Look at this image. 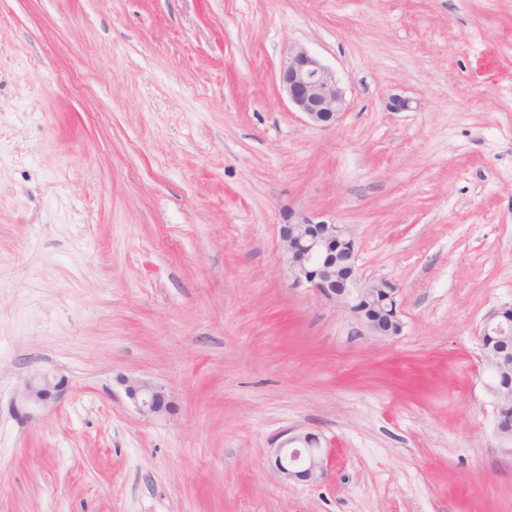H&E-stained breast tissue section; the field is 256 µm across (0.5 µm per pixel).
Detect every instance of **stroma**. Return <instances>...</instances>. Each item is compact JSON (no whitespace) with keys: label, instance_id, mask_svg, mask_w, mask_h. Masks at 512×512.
Masks as SVG:
<instances>
[{"label":"stroma","instance_id":"obj_1","mask_svg":"<svg viewBox=\"0 0 512 512\" xmlns=\"http://www.w3.org/2000/svg\"><path fill=\"white\" fill-rule=\"evenodd\" d=\"M294 44L336 125L281 90ZM292 211L352 229L399 335L291 288ZM510 304L512 0H0V512H512L478 340ZM306 432L328 474L292 482ZM279 82L289 103L316 125L336 124L347 108L335 73L301 46L288 48ZM60 382L48 373H35L27 379L20 391V400L23 404H45L54 395ZM122 381L127 395L142 414L154 415L169 411L170 404L162 387L136 378H124ZM294 445V446H290ZM328 456L312 433L289 436L278 448L274 459L276 469L288 480H317L327 474Z\"/></svg>","mask_w":512,"mask_h":512}]
</instances>
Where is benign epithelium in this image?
Listing matches in <instances>:
<instances>
[{
    "label": "benign epithelium",
    "instance_id": "1",
    "mask_svg": "<svg viewBox=\"0 0 512 512\" xmlns=\"http://www.w3.org/2000/svg\"><path fill=\"white\" fill-rule=\"evenodd\" d=\"M279 82L289 103L316 125L335 124L347 108L346 97L335 73L301 46L288 48ZM280 262L291 286L305 287L327 303L349 312L371 336L383 339L402 330L399 288L387 280H361L357 276L355 239L345 224H321L296 212L279 227ZM482 371L498 377L484 385L495 409L494 431L500 448L512 452V306L490 310L480 330ZM127 395L144 415L168 411L162 387L136 378L123 379ZM59 383L48 373H35L20 391L24 404H44ZM328 456L312 433L289 436L278 448L276 469L290 480H317L327 474Z\"/></svg>",
    "mask_w": 512,
    "mask_h": 512
}]
</instances>
